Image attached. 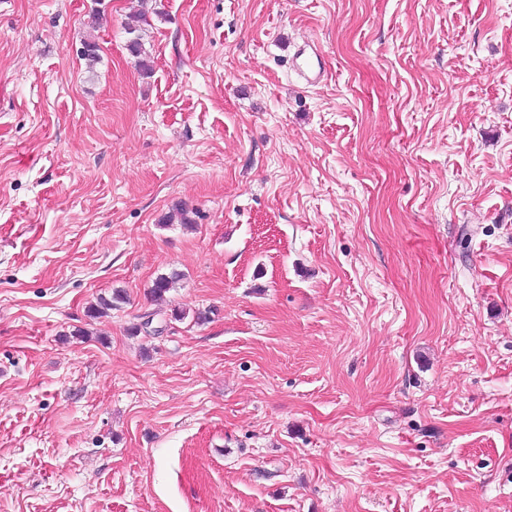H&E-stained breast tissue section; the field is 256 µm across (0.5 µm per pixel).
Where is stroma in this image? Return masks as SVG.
<instances>
[{
	"label": "stroma",
	"mask_w": 512,
	"mask_h": 512,
	"mask_svg": "<svg viewBox=\"0 0 512 512\" xmlns=\"http://www.w3.org/2000/svg\"><path fill=\"white\" fill-rule=\"evenodd\" d=\"M0 512H512V0H0ZM308 45L299 46L292 56L293 67L298 76L308 85H316L328 77L326 66L320 51L315 48L308 51Z\"/></svg>",
	"instance_id": "stroma-1"
}]
</instances>
